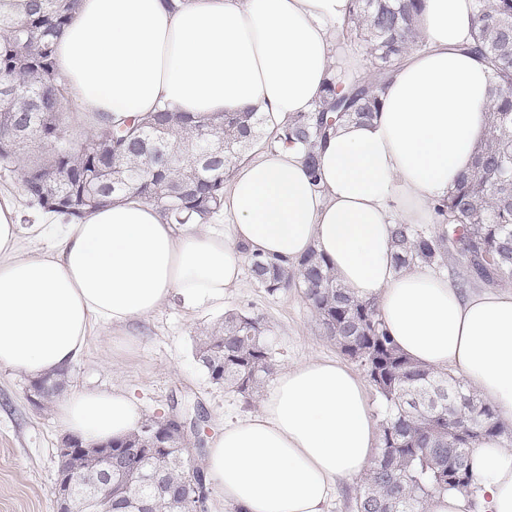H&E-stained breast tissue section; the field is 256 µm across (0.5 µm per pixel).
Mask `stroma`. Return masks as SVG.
I'll list each match as a JSON object with an SVG mask.
<instances>
[{"label":"stroma","mask_w":512,"mask_h":512,"mask_svg":"<svg viewBox=\"0 0 512 512\" xmlns=\"http://www.w3.org/2000/svg\"><path fill=\"white\" fill-rule=\"evenodd\" d=\"M230 310L264 317L279 368L312 358L342 357L337 345L323 336L300 289L271 296L246 273L236 287L225 290L223 307L188 311L175 301L128 330L99 327L84 357L67 373L65 386L124 389L139 400L148 417L170 413L175 406L187 418L200 410L209 435H216L226 422L245 418L259 407L211 383L193 357L197 329ZM126 333L134 338L131 349L113 347V340ZM32 384L24 374L0 368V512H55L51 491L57 446L65 431L53 406L35 404Z\"/></svg>","instance_id":"1"}]
</instances>
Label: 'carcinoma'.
<instances>
[{
  "label": "carcinoma",
  "instance_id": "carcinoma-1",
  "mask_svg": "<svg viewBox=\"0 0 512 512\" xmlns=\"http://www.w3.org/2000/svg\"><path fill=\"white\" fill-rule=\"evenodd\" d=\"M79 0H0V167L17 173L28 203L81 217L126 195L159 208L173 223L220 209L224 184L265 135L298 144L312 182L319 152L344 121L370 122L382 107L388 74L422 46L424 0H351L346 32L364 47L365 72L344 81L330 65L319 100L309 112L267 127L256 108L197 118L166 107L87 131L68 106L66 83L55 67L56 40ZM470 48L491 73L487 131L471 171L435 205L441 230L413 224L392 230L399 270L456 257L478 278L512 283V0H474ZM254 282L268 294L300 287L341 353L363 370L382 402L380 447L359 477L355 512H427L431 497L472 480L468 448L498 438L512 447V426L457 377L420 366L401 354L385 329L377 302L343 285L325 257L312 249L297 263L250 256ZM271 329L259 314L236 311L201 330L194 356L207 377L246 399L277 371ZM175 414L146 418L112 442L125 457V481L112 488L114 512H136L134 489L144 487L152 512H181L176 501L198 486L210 494L194 449H143Z\"/></svg>",
  "mask_w": 512,
  "mask_h": 512
}]
</instances>
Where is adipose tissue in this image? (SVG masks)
<instances>
[{"instance_id": "obj_1", "label": "adipose tissue", "mask_w": 512, "mask_h": 512, "mask_svg": "<svg viewBox=\"0 0 512 512\" xmlns=\"http://www.w3.org/2000/svg\"><path fill=\"white\" fill-rule=\"evenodd\" d=\"M472 0H425L424 49L390 75L383 107L347 123L320 151L312 185L301 150L278 144L236 172L220 214L174 224L129 198L52 228L22 254L25 232L0 193V368L38 379L66 371L100 325L124 328L179 299L220 306L248 256L294 262L310 249L339 279L376 299L397 348L474 389L512 425V289L469 292L424 268L397 270L396 223L430 224L485 134L489 73L467 47ZM350 0H81L57 41L56 65L82 121L167 105L208 115L253 106L271 124L310 111L338 54ZM58 422L89 444L123 438L142 419L122 389L72 390ZM366 382L338 360L278 372L260 409L225 424L203 467L244 512H325L378 448ZM473 482L432 497L428 512H512V449L469 450Z\"/></svg>"}]
</instances>
